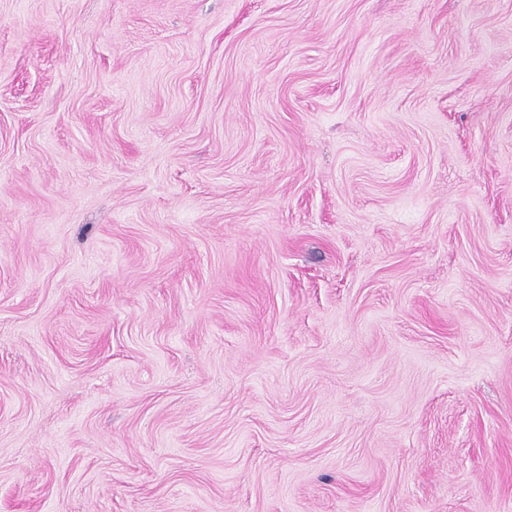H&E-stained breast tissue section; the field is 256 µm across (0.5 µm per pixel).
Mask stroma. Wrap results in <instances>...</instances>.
Returning <instances> with one entry per match:
<instances>
[{
  "instance_id": "1",
  "label": "stroma",
  "mask_w": 512,
  "mask_h": 512,
  "mask_svg": "<svg viewBox=\"0 0 512 512\" xmlns=\"http://www.w3.org/2000/svg\"><path fill=\"white\" fill-rule=\"evenodd\" d=\"M0 512H512V0H0Z\"/></svg>"
}]
</instances>
